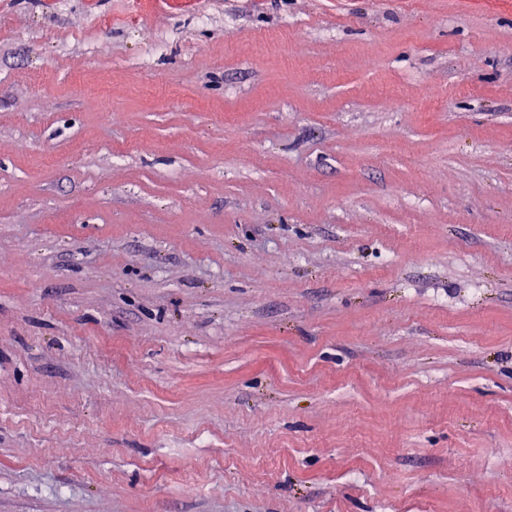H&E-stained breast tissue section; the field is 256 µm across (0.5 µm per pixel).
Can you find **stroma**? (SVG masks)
I'll return each instance as SVG.
<instances>
[{"mask_svg":"<svg viewBox=\"0 0 512 512\" xmlns=\"http://www.w3.org/2000/svg\"><path fill=\"white\" fill-rule=\"evenodd\" d=\"M0 512H512V0H0Z\"/></svg>","mask_w":512,"mask_h":512,"instance_id":"35a3bbf8","label":"stroma"}]
</instances>
